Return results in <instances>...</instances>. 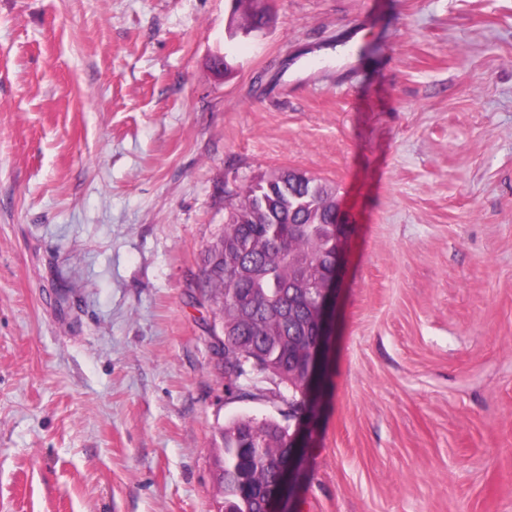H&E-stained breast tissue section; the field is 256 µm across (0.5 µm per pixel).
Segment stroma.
Segmentation results:
<instances>
[{"label": "stroma", "mask_w": 512, "mask_h": 512, "mask_svg": "<svg viewBox=\"0 0 512 512\" xmlns=\"http://www.w3.org/2000/svg\"><path fill=\"white\" fill-rule=\"evenodd\" d=\"M0 0V512H212L231 191L351 220L285 512H512V0ZM225 55L223 72L210 65Z\"/></svg>", "instance_id": "35a3bbf8"}]
</instances>
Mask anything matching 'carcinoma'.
I'll return each mask as SVG.
<instances>
[{
	"mask_svg": "<svg viewBox=\"0 0 512 512\" xmlns=\"http://www.w3.org/2000/svg\"><path fill=\"white\" fill-rule=\"evenodd\" d=\"M241 27L263 16L243 0L232 4ZM247 186L230 204L224 228L204 256L206 296L224 321V378L274 375L288 385L289 407L317 411L306 393L305 364L315 336L317 286L328 270L336 224V188L283 169ZM223 453L216 481L238 512H263L273 496H287L285 464L290 429L273 420L238 419L220 432Z\"/></svg>",
	"mask_w": 512,
	"mask_h": 512,
	"instance_id": "cac0c4a2",
	"label": "carcinoma"
}]
</instances>
